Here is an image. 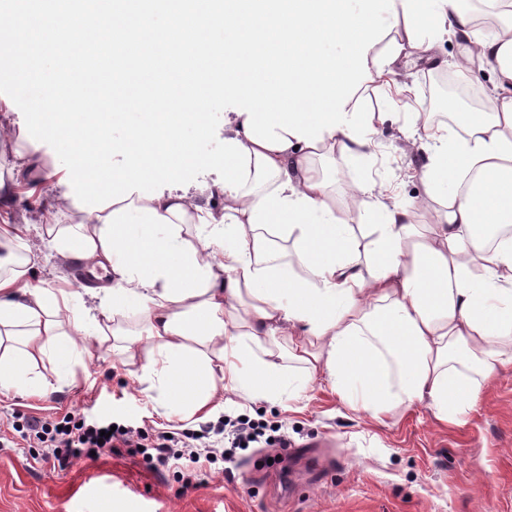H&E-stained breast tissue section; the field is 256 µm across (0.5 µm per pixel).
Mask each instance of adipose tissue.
<instances>
[{"label": "adipose tissue", "instance_id": "obj_1", "mask_svg": "<svg viewBox=\"0 0 512 512\" xmlns=\"http://www.w3.org/2000/svg\"><path fill=\"white\" fill-rule=\"evenodd\" d=\"M447 34L462 47L459 73L478 60L495 83L491 111L465 135L421 126L436 222L418 223V205L369 174L337 207L331 160L375 156L384 115L369 92L393 87L398 61ZM101 43L125 52L131 77L108 99L46 83L30 103L42 137L18 130L0 207L22 181L50 184L49 247L112 277L87 291L33 283L29 246L0 218L12 258L0 265V391H58L135 309L124 353L147 349L139 383L184 416L211 413L221 390L296 404L323 381L380 422L417 403L463 422L512 365V236L488 242L512 227V24L476 30L466 0H14L0 12V48L30 81L37 55L67 60ZM172 66L175 85L163 77ZM117 107L150 121L113 139ZM190 125L221 136V156L198 155ZM56 140L73 146L64 173L42 153Z\"/></svg>", "mask_w": 512, "mask_h": 512}]
</instances>
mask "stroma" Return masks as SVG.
Instances as JSON below:
<instances>
[{"instance_id":"obj_1","label":"stroma","mask_w":512,"mask_h":512,"mask_svg":"<svg viewBox=\"0 0 512 512\" xmlns=\"http://www.w3.org/2000/svg\"><path fill=\"white\" fill-rule=\"evenodd\" d=\"M459 56L446 39L437 60L417 55L396 70L406 99L377 93L371 104L388 115L378 126L375 168L395 182L402 198L425 196L422 168L406 151L411 113L421 111L425 74H448ZM489 66L473 64L469 80L456 81L448 115L485 111L492 89ZM0 92L11 95L10 129L0 133V152L8 151L13 125L30 135L40 118L28 108L39 89L16 72L11 54L0 49ZM25 237L38 258L35 277L54 288H75L76 269L47 248L34 213ZM147 358L130 359L102 351L99 359L77 361L60 391L47 397L0 392V512H94L107 498L109 512H512V366L484 387L465 424L439 422L417 404L385 423L345 407L328 386L315 383L300 410L287 403H251L228 394L209 417L170 413L163 399H150L137 378ZM104 416L174 437L197 435L201 455L217 454L197 489L184 491L176 467L152 472L141 456L126 453L79 461L62 472L42 465L40 446L30 445L14 426L23 417L53 422L70 414ZM245 417L264 426L265 441L237 449L233 463L220 454L231 435L226 418ZM287 437V448L278 440Z\"/></svg>"}]
</instances>
